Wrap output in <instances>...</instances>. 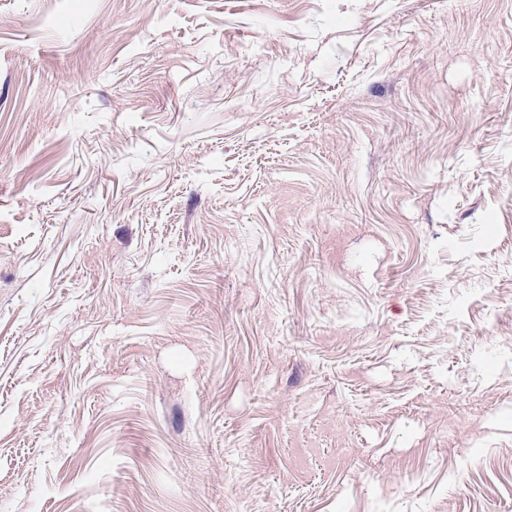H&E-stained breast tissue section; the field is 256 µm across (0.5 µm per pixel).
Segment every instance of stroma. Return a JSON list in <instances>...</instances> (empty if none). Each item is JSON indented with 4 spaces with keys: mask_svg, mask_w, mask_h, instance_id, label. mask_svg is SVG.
<instances>
[{
    "mask_svg": "<svg viewBox=\"0 0 512 512\" xmlns=\"http://www.w3.org/2000/svg\"><path fill=\"white\" fill-rule=\"evenodd\" d=\"M0 512H512V0H0Z\"/></svg>",
    "mask_w": 512,
    "mask_h": 512,
    "instance_id": "stroma-1",
    "label": "stroma"
}]
</instances>
